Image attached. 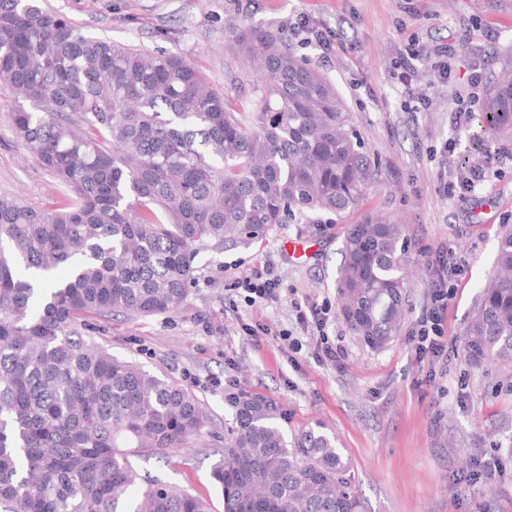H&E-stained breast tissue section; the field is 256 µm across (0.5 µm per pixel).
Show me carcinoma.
<instances>
[{"instance_id": "obj_1", "label": "carcinoma", "mask_w": 512, "mask_h": 512, "mask_svg": "<svg viewBox=\"0 0 512 512\" xmlns=\"http://www.w3.org/2000/svg\"><path fill=\"white\" fill-rule=\"evenodd\" d=\"M231 33L258 61L253 128L179 55L87 35L43 0H0L13 133L73 194L54 210L0 195V512H209L133 465L201 435L199 399L84 339L78 321L171 313L201 250L296 214L340 215L375 179L344 100L288 35ZM475 120L483 138L512 135V74ZM402 251L401 227L387 219L344 238L340 315L373 351L403 317ZM497 267L465 333L475 362L512 361V229ZM235 407L213 471L224 512H361L322 426L290 439L267 400L243 393Z\"/></svg>"}]
</instances>
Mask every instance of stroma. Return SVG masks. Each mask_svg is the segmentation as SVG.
I'll use <instances>...</instances> for the list:
<instances>
[{
	"mask_svg": "<svg viewBox=\"0 0 512 512\" xmlns=\"http://www.w3.org/2000/svg\"><path fill=\"white\" fill-rule=\"evenodd\" d=\"M84 33L153 52L175 53L238 105L256 77L224 31L227 19L282 29L298 56L337 88L348 123L376 162L374 184L342 216H299L247 242L225 243L196 258V284L175 312L141 318H87L84 337L189 388L208 426L189 447L136 460L138 472L184 487L223 512L212 473L224 462V439L243 392L271 402L287 432L323 425L350 466L363 512H512V362H474L463 350L466 328L496 273L505 226H512V138L477 140L475 127L454 128L456 97L479 72V94L512 73V0H46ZM331 45L306 43L301 18ZM458 43L467 62L448 85L418 65L410 85L396 77L407 47L426 53ZM429 96L426 110L404 107ZM0 88V194L27 207H62L70 193L18 142ZM451 151H444L445 143ZM475 191L444 195L441 186L473 172ZM368 216L391 219L407 243L405 318L380 352L363 346L342 322L336 293L344 233ZM461 274L444 325L445 350L417 358L411 333L429 304L437 253ZM270 268L280 281L268 300L249 301L237 279ZM326 314L324 333L341 345L337 363L319 360L308 308ZM497 465L486 480V465Z\"/></svg>",
	"mask_w": 512,
	"mask_h": 512,
	"instance_id": "1",
	"label": "stroma"
}]
</instances>
